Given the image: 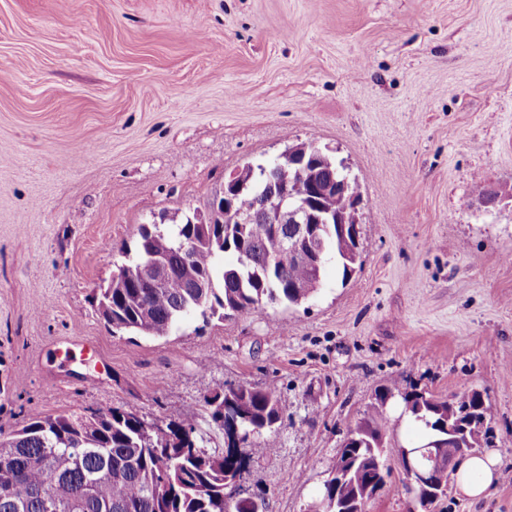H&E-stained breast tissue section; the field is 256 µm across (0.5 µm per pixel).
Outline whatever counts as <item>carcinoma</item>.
Here are the masks:
<instances>
[{"label":"carcinoma","instance_id":"cac0c4a2","mask_svg":"<svg viewBox=\"0 0 512 512\" xmlns=\"http://www.w3.org/2000/svg\"><path fill=\"white\" fill-rule=\"evenodd\" d=\"M297 199L309 195L310 182L288 179ZM361 197L358 181L325 200L340 216L351 199ZM272 224H232L216 212L213 224L139 225L134 255L118 268L121 280L100 289L97 310L112 335L136 333L165 338L193 315L203 321L253 314L268 305H298L315 289L304 266L276 247ZM155 258L168 267L165 283L153 288L140 281L138 269ZM206 281L207 288L197 284ZM222 406H210L211 420L222 430L237 425L241 443L269 447L266 436L281 420L278 390L239 386L214 389ZM410 417L427 433L425 442L448 439L443 427L455 417L448 401L422 393L407 394ZM477 418L494 415L490 401L470 398ZM391 424L377 410L353 428L340 456L355 468L349 477L324 487L321 502L336 512L362 496L364 482H382L380 451L397 456L389 441ZM196 424L171 420L158 434L152 422L122 407H100L57 416L33 413L24 424L0 437V512H256V498L243 497L234 482L243 470L238 445L226 443L213 454H194Z\"/></svg>","mask_w":512,"mask_h":512}]
</instances>
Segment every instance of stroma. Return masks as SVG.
Listing matches in <instances>:
<instances>
[{"label": "stroma", "mask_w": 512, "mask_h": 512, "mask_svg": "<svg viewBox=\"0 0 512 512\" xmlns=\"http://www.w3.org/2000/svg\"><path fill=\"white\" fill-rule=\"evenodd\" d=\"M303 142L360 184L350 281L331 261L300 304L113 334L96 296L137 227ZM270 383L274 448L239 481L267 512H309L385 388L404 445V394L479 390L499 478L434 512H512V0H0V431L124 406L211 453L214 387ZM388 465L365 512H408Z\"/></svg>", "instance_id": "1"}]
</instances>
